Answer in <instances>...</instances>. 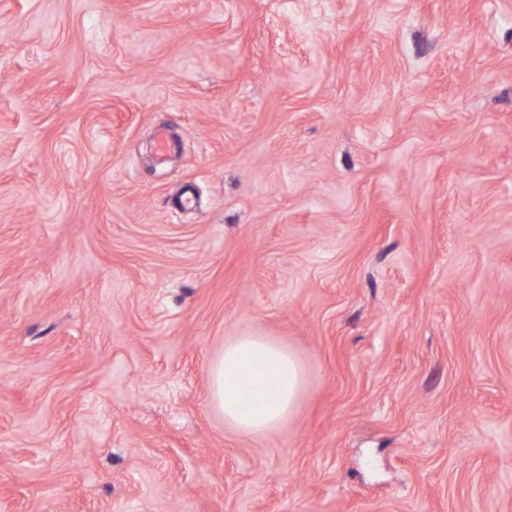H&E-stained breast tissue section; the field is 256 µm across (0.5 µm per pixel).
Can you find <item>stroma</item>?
I'll return each instance as SVG.
<instances>
[{"mask_svg": "<svg viewBox=\"0 0 512 512\" xmlns=\"http://www.w3.org/2000/svg\"><path fill=\"white\" fill-rule=\"evenodd\" d=\"M0 512H512V0H0ZM264 362L255 364V355ZM209 399L224 422L243 434L262 437L281 427L294 412L305 382V370L294 353L268 336H238L209 368ZM273 385L270 396L245 406L244 390Z\"/></svg>", "mask_w": 512, "mask_h": 512, "instance_id": "35a3bbf8", "label": "stroma"}]
</instances>
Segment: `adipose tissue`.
Returning <instances> with one entry per match:
<instances>
[{
	"instance_id": "adipose-tissue-1",
	"label": "adipose tissue",
	"mask_w": 512,
	"mask_h": 512,
	"mask_svg": "<svg viewBox=\"0 0 512 512\" xmlns=\"http://www.w3.org/2000/svg\"><path fill=\"white\" fill-rule=\"evenodd\" d=\"M209 399L232 428L261 437L292 415L305 382V370L294 353L267 336H239L224 345L210 368ZM272 386L270 396L243 405L248 389Z\"/></svg>"
}]
</instances>
